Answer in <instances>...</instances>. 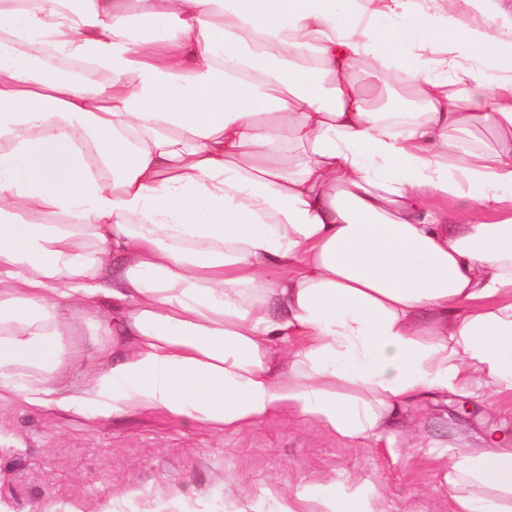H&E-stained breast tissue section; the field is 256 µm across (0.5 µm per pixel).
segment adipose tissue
<instances>
[{
    "instance_id": "ef3b65f1",
    "label": "adipose tissue",
    "mask_w": 512,
    "mask_h": 512,
    "mask_svg": "<svg viewBox=\"0 0 512 512\" xmlns=\"http://www.w3.org/2000/svg\"><path fill=\"white\" fill-rule=\"evenodd\" d=\"M142 3L0 0V400L379 438L420 393L512 392V5ZM473 198L494 221L452 223ZM102 297L128 350L62 393ZM442 454L457 512H512L511 439ZM285 512L385 508L356 488Z\"/></svg>"
}]
</instances>
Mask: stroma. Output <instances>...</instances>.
Listing matches in <instances>:
<instances>
[{"label":"stroma","instance_id":"35a3bbf8","mask_svg":"<svg viewBox=\"0 0 512 512\" xmlns=\"http://www.w3.org/2000/svg\"><path fill=\"white\" fill-rule=\"evenodd\" d=\"M512 435V395L423 394L379 439L273 416L215 432L155 411L88 419L0 401V512H280L367 486L387 512H456L438 448Z\"/></svg>","mask_w":512,"mask_h":512}]
</instances>
